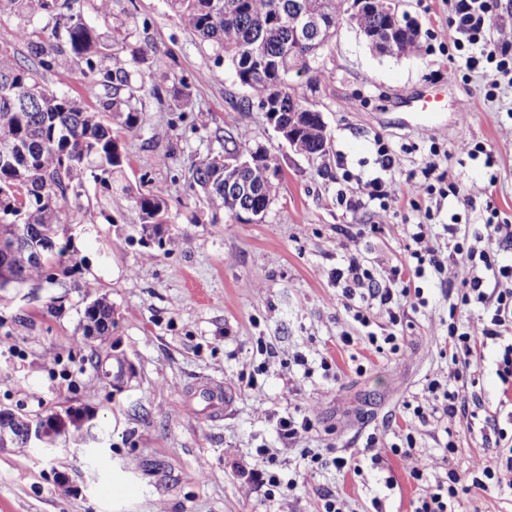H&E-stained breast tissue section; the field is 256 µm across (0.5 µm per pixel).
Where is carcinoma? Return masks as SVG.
Instances as JSON below:
<instances>
[{
  "mask_svg": "<svg viewBox=\"0 0 512 512\" xmlns=\"http://www.w3.org/2000/svg\"><path fill=\"white\" fill-rule=\"evenodd\" d=\"M298 2L318 16L320 24L339 17L366 29L391 25L390 16L378 0H368L363 14L349 12L348 0H167L168 6L183 26L209 43L217 57L233 68L241 86L256 94L262 103L269 88L279 84L285 95L279 103L281 112H308L314 108L308 97L291 85L292 73H308V86L315 91L331 78L321 67L302 62L309 50L305 45L288 50L287 32L298 25V13L291 8ZM25 14L47 17L53 28L41 32L22 27L16 39L26 45L29 62L15 53L0 49V290L16 284L52 280L67 276L70 264L68 248L48 252L41 264L24 261L22 244H14L12 231L16 210L24 208V223L36 227L40 247L60 239L64 231V202L68 194L81 195L86 174H111L122 168L121 140L139 130L138 111L131 105L133 92L128 81V61L112 52L100 33L80 16L71 13L67 0H0V14ZM419 50L415 25L406 23L389 55L407 57ZM74 64L93 76V84L105 90L96 104H88L83 93L74 88L57 93L43 85L44 75ZM297 134L314 155L327 151L329 135L326 124L311 117L300 123ZM257 159L242 173L262 198L277 196L280 166L269 150L256 148ZM231 172L224 170V158L210 156L191 172L193 185L203 194L212 220L231 212L233 203L224 197V180ZM45 188L47 199L28 193L29 187ZM135 207L143 228L152 229L159 246L173 244L164 240L166 191L159 186L135 198ZM112 304L104 297L95 298L85 308L83 332L95 328L99 336L112 334ZM74 440L91 439L92 426L75 418L66 427Z\"/></svg>",
  "mask_w": 512,
  "mask_h": 512,
  "instance_id": "carcinoma-1",
  "label": "carcinoma"
}]
</instances>
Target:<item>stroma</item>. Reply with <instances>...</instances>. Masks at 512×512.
I'll use <instances>...</instances> for the list:
<instances>
[{
    "mask_svg": "<svg viewBox=\"0 0 512 512\" xmlns=\"http://www.w3.org/2000/svg\"><path fill=\"white\" fill-rule=\"evenodd\" d=\"M96 5L75 0L73 11L129 58L140 129L122 142V171L103 184L86 178L67 203L92 215L64 227L74 273L0 290V406L34 417L74 409L96 415L101 431L53 456L0 448V512H319L326 495L342 512H412L425 483L452 470L468 478L476 459L495 452L497 429L512 433L498 344L471 360L479 382L461 392L476 418L437 409L421 423L412 409L426 405L430 380L454 378L443 353L449 318L481 331L483 306H457L452 271L429 270L416 281L425 307L401 302L396 326L373 307L365 329L333 277L351 249L381 283L407 262L413 225L423 219L410 209L409 177L434 143L447 151L441 165L461 193L425 202L438 242L447 239L444 225L482 227L489 197L512 218V82L487 93L480 67L468 81L449 79L448 0H401L421 29L410 57L374 53L340 26L319 60L333 77L311 98L330 138L314 157L281 144L265 113L236 109L246 89L167 0H112L105 17ZM178 83L190 87L189 99L175 96ZM430 88L442 92L443 125L424 131L401 102ZM229 130L279 159V192L256 224L228 214L211 221L190 185L192 168L221 152ZM378 137L396 153L397 206L409 223L382 224L375 202L349 209L336 201L341 190L361 198L357 177L380 175ZM467 140L483 143L487 156L469 157ZM348 172L355 181H345ZM157 184L167 190L163 229L175 240L164 248L135 211L136 196ZM377 223L382 231L370 232ZM92 286L111 303L115 326L88 340L81 320ZM370 331L396 333L399 351L375 353ZM305 414L314 422L306 442L282 438L280 419ZM409 432L412 456L392 454ZM372 436L382 450L377 465ZM308 451L321 466L308 465ZM352 454L361 471L336 468L335 458ZM415 467L424 482L411 477ZM258 471L275 475L278 487L253 486ZM61 472L69 488L59 486Z\"/></svg>",
    "mask_w": 512,
    "mask_h": 512,
    "instance_id": "1",
    "label": "stroma"
}]
</instances>
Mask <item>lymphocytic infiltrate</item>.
<instances>
[{
  "instance_id": "f902f5d3",
  "label": "lymphocytic infiltrate",
  "mask_w": 512,
  "mask_h": 512,
  "mask_svg": "<svg viewBox=\"0 0 512 512\" xmlns=\"http://www.w3.org/2000/svg\"><path fill=\"white\" fill-rule=\"evenodd\" d=\"M497 8V0H451L448 26L454 32L453 45L456 50L465 52L463 66L474 70L480 62L495 64L502 74L512 73V55L500 57V41H492L486 36L490 21ZM376 153L382 170L381 175L367 179L361 184L368 200L379 201L386 217H396L397 211L391 202L395 198L394 180L391 173L395 166V156L388 143L376 139ZM448 245L459 255L456 274L460 278L459 305L466 306L477 301L487 303L486 320L480 335H473L460 329L456 323L448 325V352L452 363H459L484 348L488 341L501 339L512 328V266H496L486 251L470 246L467 238L461 237L457 225L447 227ZM412 239L416 244L410 256V265L392 268L389 272V286L379 287L372 271L366 268L357 255H349L343 269L337 270V280L343 281V294L346 298H360L361 304L354 310L353 318L362 327L372 324L371 310L374 305L383 306L398 303L400 299L412 298L414 304L425 305L421 291L412 290L414 279L423 277L426 269L442 270L445 260L439 245L435 244L426 229H418ZM486 269L496 270L498 277L510 280L511 285L502 289L495 303H488L483 290L484 281L475 272L477 264ZM512 469V451L498 452L495 456L479 459L473 466L470 480H461L456 473H449L448 481L426 487L418 497L413 512H457L461 500L475 491H500L497 477L500 468Z\"/></svg>"
}]
</instances>
